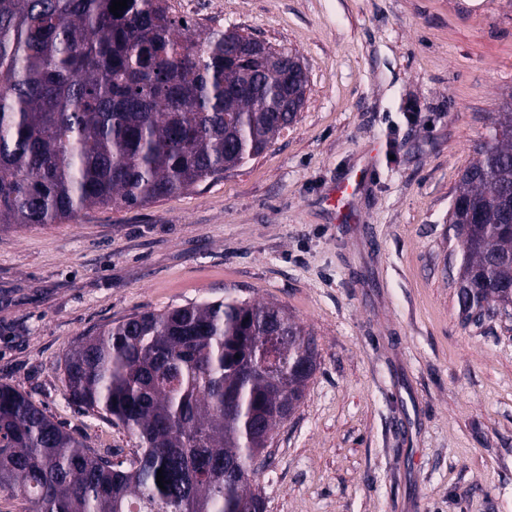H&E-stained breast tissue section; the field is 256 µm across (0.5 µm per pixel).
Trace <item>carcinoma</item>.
I'll return each instance as SVG.
<instances>
[{
  "instance_id": "cac0c4a2",
  "label": "carcinoma",
  "mask_w": 512,
  "mask_h": 512,
  "mask_svg": "<svg viewBox=\"0 0 512 512\" xmlns=\"http://www.w3.org/2000/svg\"><path fill=\"white\" fill-rule=\"evenodd\" d=\"M0 0V231L144 206L224 177L297 118L286 85L224 35L161 0ZM465 318L512 307V102L464 172ZM288 375L256 368L266 347ZM313 339L276 303L226 297L142 312L64 356L69 402L137 440L112 460L0 384V492L28 512H265L256 459L318 368ZM229 472H224V466ZM163 470L164 488L156 482Z\"/></svg>"
}]
</instances>
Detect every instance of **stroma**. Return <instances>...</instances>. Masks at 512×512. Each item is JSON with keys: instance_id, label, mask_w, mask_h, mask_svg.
<instances>
[{"instance_id": "1", "label": "stroma", "mask_w": 512, "mask_h": 512, "mask_svg": "<svg viewBox=\"0 0 512 512\" xmlns=\"http://www.w3.org/2000/svg\"><path fill=\"white\" fill-rule=\"evenodd\" d=\"M295 55L296 121L222 180L0 232V384L89 447L125 427L66 396L64 354L144 311L285 307L319 368L250 484L266 512H512V315L458 303L448 214L512 98V0H169ZM370 178L339 221L327 200Z\"/></svg>"}]
</instances>
